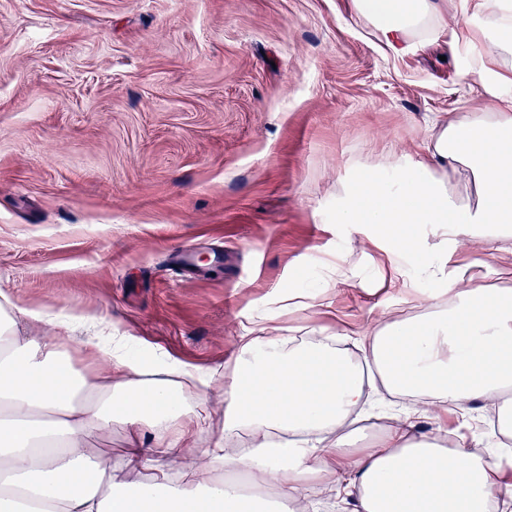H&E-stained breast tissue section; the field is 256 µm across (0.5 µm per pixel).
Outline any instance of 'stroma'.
Masks as SVG:
<instances>
[{"instance_id": "35a3bbf8", "label": "stroma", "mask_w": 512, "mask_h": 512, "mask_svg": "<svg viewBox=\"0 0 512 512\" xmlns=\"http://www.w3.org/2000/svg\"><path fill=\"white\" fill-rule=\"evenodd\" d=\"M447 2V31L399 54L352 0H0V288L214 371L213 400L184 397L204 445L248 330L349 350L383 314L425 315L442 280L426 256L391 259L336 200L366 167L394 181L437 117L497 110L461 81ZM444 273L512 289V234L449 241ZM34 336L112 368L54 325ZM406 405L379 391L346 428ZM128 439L118 421L93 436L125 485Z\"/></svg>"}]
</instances>
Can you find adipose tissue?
<instances>
[{"mask_svg":"<svg viewBox=\"0 0 512 512\" xmlns=\"http://www.w3.org/2000/svg\"><path fill=\"white\" fill-rule=\"evenodd\" d=\"M453 33L472 53L462 73L469 88L501 100L492 113L441 117L417 160L397 182L360 172L337 215L341 224L382 225L392 252L411 247L448 252V237L487 224H512V8L490 11L489 0H464ZM443 0H353L359 17L397 51L425 46L445 29ZM483 23H473V16ZM474 185L461 195L449 172ZM439 225L445 238L429 244L408 225ZM439 302L416 320L390 319L358 343L360 358L319 333L291 346L273 329L242 335L224 364V424L204 448L195 437L198 413L180 396H207L206 374L177 360L163 369L128 350L130 337L100 328L82 337L89 358L113 361L116 377L74 369L67 352L39 348L33 324L64 325L65 312L24 306L0 289V512H241L236 483L217 472L247 470L264 481L285 474L282 512H295L312 484L344 491L355 512H512V448H470L449 439L445 425L416 436L414 415L401 410L357 447L348 415L376 386L412 397L435 417L480 402L512 435V289H439ZM121 420L131 432L125 467L134 486L115 485L111 467L94 458L93 431ZM248 431L250 448L227 445ZM150 432L151 445L140 436ZM191 456L179 472L164 460Z\"/></svg>","mask_w":512,"mask_h":512,"instance_id":"adipose-tissue-1","label":"adipose tissue"}]
</instances>
